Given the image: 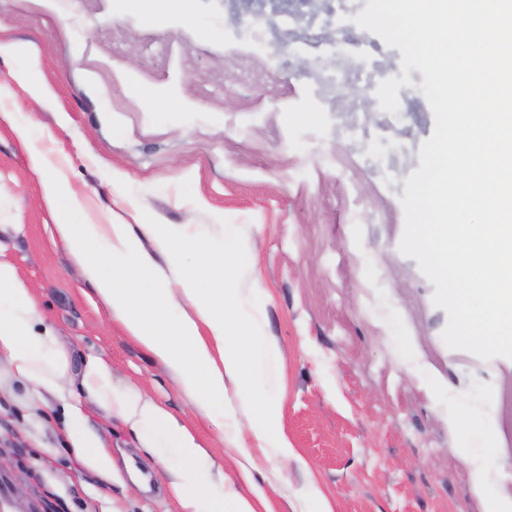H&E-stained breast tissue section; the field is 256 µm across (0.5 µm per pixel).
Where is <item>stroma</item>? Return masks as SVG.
<instances>
[{"label":"stroma","mask_w":512,"mask_h":512,"mask_svg":"<svg viewBox=\"0 0 512 512\" xmlns=\"http://www.w3.org/2000/svg\"><path fill=\"white\" fill-rule=\"evenodd\" d=\"M31 43L34 101L0 58V246L41 315L72 354L105 355L127 384L193 426L224 477L241 483L230 446L250 417L218 423L181 393L172 372L128 336L75 267L54 230L42 150L82 198L92 223L174 224L197 248L238 227L247 258L234 273L240 309L274 342L262 364L268 398L299 461L255 474L262 512L316 486L331 512H482L448 415L493 379L502 462L512 464V367L446 346L444 309L403 255L400 202L434 129L419 70L353 21L269 30L266 49L237 40L223 0L147 15L129 0H0V35ZM376 68L408 74L400 111L381 109L378 82L342 84L321 107L314 64L328 41ZM31 124L33 145L13 127ZM0 512H183L167 475L135 433L89 395L87 425L112 450L103 487L61 437L62 401L32 403L0 365Z\"/></svg>","instance_id":"obj_1"}]
</instances>
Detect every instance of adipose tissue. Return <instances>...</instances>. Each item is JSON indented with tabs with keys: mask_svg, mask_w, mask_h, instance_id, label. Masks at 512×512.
<instances>
[{
	"mask_svg": "<svg viewBox=\"0 0 512 512\" xmlns=\"http://www.w3.org/2000/svg\"><path fill=\"white\" fill-rule=\"evenodd\" d=\"M30 160L44 175V193L59 238L97 293L111 303L128 335L174 371L181 391L206 417L234 415L243 404L250 408L249 438L234 443L242 469H260L265 460L282 467L297 460L295 448L277 426V406L256 379L258 362L275 359L277 352L272 344L255 338L251 321L238 310L236 291L228 286L241 260L235 229H228L223 247L204 252L200 268L183 270L176 279H169L142 250L139 238H151L176 265L192 246L178 227L148 223L134 230L127 224L91 223L82 200L69 191L47 158L35 150ZM105 264L111 266V273H102ZM144 276L158 279L159 287L140 288ZM202 276L214 284L206 294L196 286ZM178 298L185 308L174 317L170 311ZM1 356L28 385L32 400L47 394L67 399L63 434L68 445L85 468L104 485H111L112 453L84 423L81 401L71 389V356L60 345L54 327L38 314L14 265L0 256ZM81 386L127 424L143 447L154 449L184 512H255L251 500L263 498V490L257 488L252 496H245L237 485L204 469L201 462L208 451L194 433L153 397L118 378L110 359L90 357ZM474 422L481 425L482 442L464 436L457 448L471 463L470 489L479 497L482 512H512V466L493 462L500 454L492 446L499 428L494 393H486L480 404H467L448 418L449 426L463 434Z\"/></svg>",
	"mask_w": 512,
	"mask_h": 512,
	"instance_id": "adipose-tissue-1",
	"label": "adipose tissue"
}]
</instances>
